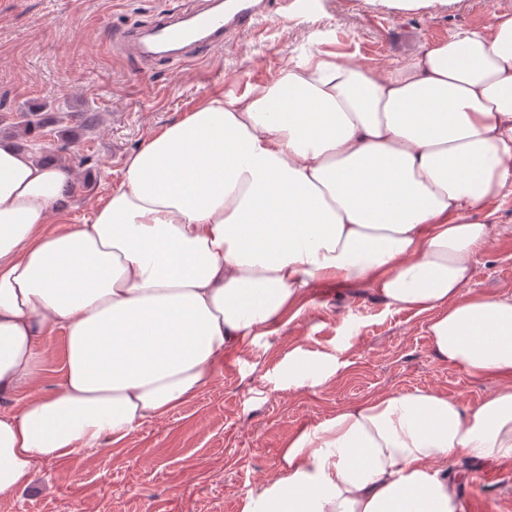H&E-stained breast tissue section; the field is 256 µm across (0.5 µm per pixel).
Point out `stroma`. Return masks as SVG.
<instances>
[{
    "mask_svg": "<svg viewBox=\"0 0 512 512\" xmlns=\"http://www.w3.org/2000/svg\"><path fill=\"white\" fill-rule=\"evenodd\" d=\"M202 2L0 0V114L43 106L58 116L96 118L75 148L88 163L74 174L88 176L89 185L66 195L68 223L90 220L126 159L151 136L212 98L272 81L291 58L317 49L378 66L512 13V0L419 10L311 0L303 12L278 8L187 64H143L121 47L123 29L149 25L162 8ZM493 208L502 234L479 256L471 283L483 294L512 292V198ZM425 326V317L388 307L368 288L313 289L280 334L226 354L196 399L96 456L43 464L29 488L0 497V512H240L277 473L289 437L343 405L416 387L475 405L498 388V380L476 383L434 359ZM297 348L346 367L317 386L289 384L288 359ZM448 472L459 480L463 512H512V458H457Z\"/></svg>",
    "mask_w": 512,
    "mask_h": 512,
    "instance_id": "35a3bbf8",
    "label": "stroma"
}]
</instances>
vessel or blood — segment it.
Instances as JSON below:
<instances>
[{
    "instance_id": "1",
    "label": "vessel or blood",
    "mask_w": 512,
    "mask_h": 512,
    "mask_svg": "<svg viewBox=\"0 0 512 512\" xmlns=\"http://www.w3.org/2000/svg\"><path fill=\"white\" fill-rule=\"evenodd\" d=\"M222 0L190 11L165 8L160 10L149 32L133 27L122 38L132 56L140 62L159 59L170 52L194 57L204 51L223 46L270 16L271 0H240L233 13H225Z\"/></svg>"
}]
</instances>
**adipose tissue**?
Segmentation results:
<instances>
[{
    "label": "adipose tissue",
    "instance_id": "ef3b65f1",
    "mask_svg": "<svg viewBox=\"0 0 512 512\" xmlns=\"http://www.w3.org/2000/svg\"><path fill=\"white\" fill-rule=\"evenodd\" d=\"M68 182L0 145V495L191 402L318 285L427 315L437 360L500 385L337 409L240 512H459L449 460L512 457V293L470 288L500 235L485 211L512 197V14L381 67L312 52L213 98L131 154L88 223L63 222ZM46 346L48 350V374L43 379L42 390L50 391L54 388L57 382L56 374H53V369L59 368L63 362L65 343L62 336L56 335L48 337L46 340Z\"/></svg>",
    "mask_w": 512,
    "mask_h": 512
}]
</instances>
